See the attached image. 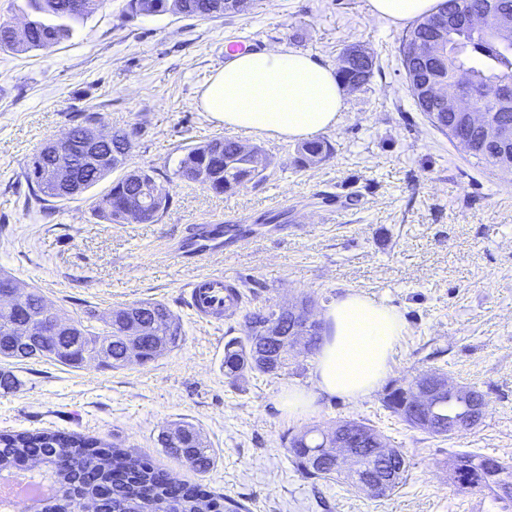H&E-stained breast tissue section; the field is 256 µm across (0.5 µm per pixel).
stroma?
I'll return each instance as SVG.
<instances>
[{
    "mask_svg": "<svg viewBox=\"0 0 512 512\" xmlns=\"http://www.w3.org/2000/svg\"><path fill=\"white\" fill-rule=\"evenodd\" d=\"M126 3L105 0L58 45L0 51V269L39 289L65 320L89 307L162 302L183 339L154 362L121 369L0 360L19 381L0 390V434L74 431L115 442L247 512H470L473 493L448 480L449 454L512 462V172L469 162L415 108L400 61L406 26L373 15L369 0H253L214 20L132 17ZM239 40L332 67L359 43L376 67L367 85L345 89L321 162L295 167L297 142L239 131L238 141L271 160L262 181L219 195L171 181L186 149L227 133L198 99ZM90 113L106 128L138 129L127 166L167 184L170 205L158 222L103 223L84 195L26 207L27 165ZM225 218L243 236L231 250L174 257L194 225ZM225 273L246 280L260 304L312 297L319 318L351 290L395 308L405 332L389 381L441 370L483 394L482 423L434 438L390 413L380 389L357 401L322 398L313 414L289 418L278 398L288 386L311 387L316 357L291 354L280 375L227 377L224 344L244 336L242 315L204 321L187 305L191 283ZM353 418L410 458L406 481L388 497L307 478L288 452L293 436ZM181 421L214 449L209 472L195 473L159 444L163 428Z\"/></svg>",
    "mask_w": 512,
    "mask_h": 512,
    "instance_id": "stroma-1",
    "label": "stroma"
}]
</instances>
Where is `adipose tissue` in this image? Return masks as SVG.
Listing matches in <instances>:
<instances>
[{
  "label": "adipose tissue",
  "mask_w": 512,
  "mask_h": 512,
  "mask_svg": "<svg viewBox=\"0 0 512 512\" xmlns=\"http://www.w3.org/2000/svg\"><path fill=\"white\" fill-rule=\"evenodd\" d=\"M344 100L333 68L284 47L229 55L200 93V105L226 128L288 141L335 127ZM327 336L315 364V388H289L280 409L297 418L321 397L356 400L379 388L404 332L400 314L366 295L338 297L324 316Z\"/></svg>",
  "instance_id": "adipose-tissue-1"
}]
</instances>
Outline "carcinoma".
<instances>
[{
    "mask_svg": "<svg viewBox=\"0 0 512 512\" xmlns=\"http://www.w3.org/2000/svg\"><path fill=\"white\" fill-rule=\"evenodd\" d=\"M172 0H128V9L134 16L162 15L170 11ZM180 14L200 19H217L235 13L227 0H177ZM70 0H24L21 12L26 18L22 35H7L9 22H0V49L28 52L59 44L74 32V23L87 16L91 9L67 7ZM487 0H442L437 10L415 20L406 30L401 43V65L405 71L409 93L416 108L462 153L479 162L504 170H512V98L503 93L512 91V40L505 41L498 34V22L512 18V0H497L495 12L483 27L470 29L448 26L435 32L434 22L453 9L459 12L484 13ZM375 63L357 64L351 68L339 67L342 82L361 88L374 73ZM468 75L471 85L479 93V108L486 123L508 134L505 141L486 138L484 127L464 121L458 112L448 111V102L434 99L424 87L433 83H451L459 72ZM100 121L96 113L73 127L74 139L81 141L74 149L56 150L45 145L32 158L24 172L30 185L27 204L40 205L51 199H70L96 187L112 172L125 165L127 152L123 150V129L116 130L117 139L110 146H101L97 160L87 159L93 148L84 143L88 139L87 126ZM462 129L471 147L455 140L453 132ZM241 143L230 137H217L192 147L178 161L174 178L194 181L216 193L232 192L247 182H257L263 172L250 171L240 156ZM330 151L324 140L309 141L301 146L296 163L300 166L315 162ZM65 167L72 171V180L66 183L52 178L53 172ZM160 191L154 197V191ZM170 202L169 191L158 184L144 169L122 175L112 182L107 192L97 199L92 214L108 224L136 220L141 223L158 221ZM45 306L41 292L32 289L19 306L0 308V356L5 359L25 360L32 351L23 346L15 328L40 315ZM275 306L262 305L246 310L244 326L249 328L243 337H235L224 344V371L238 375L244 371L272 373L269 358L258 357L250 332L260 333L271 326L288 324V320L274 318ZM311 342L310 351H318L323 343L322 322L313 321L298 331ZM139 337L144 362H153L174 350L181 340L179 318L163 303L139 301L112 310L107 317L88 309L83 316L71 321L59 332V339L41 347L38 357L75 367L87 361H99L114 369L131 361L126 356L127 339ZM412 380L386 388L384 406L407 426L419 429L433 437L448 438V424L463 420L472 413L473 403L482 395L471 389L448 390L437 400L431 421L436 427H420L411 418L405 406V387ZM179 434L173 438L159 435L162 447L173 457L187 462L200 473L208 472L216 462L214 449L201 433L190 425L177 426ZM328 430L314 429L307 439L294 437L289 441V452L297 469L309 478L336 480L355 487L357 482L378 473V463L371 450L358 454L356 469L339 471L325 460L311 462L312 456L323 447ZM402 469L392 479L384 495L388 496L403 482L409 470L406 453L398 448ZM28 461V467L51 484L58 486V494L46 498L37 506V512H73L84 504L92 512H107L103 491L112 493V508L119 512H210V506L219 496L197 484H171L167 474L147 461L103 441L77 433L22 432L0 436V474L14 469L19 459ZM450 480L461 492H479L487 501V512H512V462L499 461L496 467L486 466L487 459L476 452L458 451L450 458Z\"/></svg>",
    "mask_w": 512,
    "mask_h": 512,
    "instance_id": "obj_1",
    "label": "carcinoma"
}]
</instances>
